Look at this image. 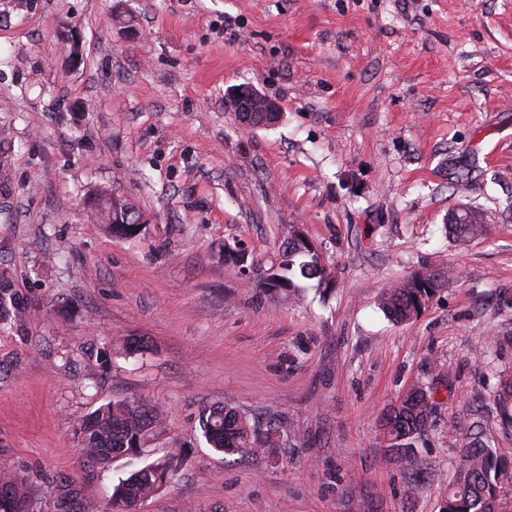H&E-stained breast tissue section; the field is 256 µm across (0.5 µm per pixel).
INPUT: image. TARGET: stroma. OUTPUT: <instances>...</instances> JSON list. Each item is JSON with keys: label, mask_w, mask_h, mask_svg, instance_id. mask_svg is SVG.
<instances>
[{"label": "stroma", "mask_w": 512, "mask_h": 512, "mask_svg": "<svg viewBox=\"0 0 512 512\" xmlns=\"http://www.w3.org/2000/svg\"><path fill=\"white\" fill-rule=\"evenodd\" d=\"M243 84L275 126L225 110ZM103 187L149 216L136 239L98 224ZM462 204L488 226L465 245ZM296 229L330 287L256 288ZM0 271L30 309L0 326V461L31 512L57 475L108 501L127 462L89 467L74 427L123 398L167 413L143 461L187 458L136 512H442L464 439L512 460V0H0ZM419 272L448 279L391 322L378 295ZM414 384L408 461L383 417ZM224 403L286 431L215 453ZM467 212H458V218L455 216V209L448 215L449 233L457 241H468L486 232L487 225L483 224V214L474 208L468 207ZM495 403L502 425L512 427V378L501 383L495 395Z\"/></svg>", "instance_id": "obj_1"}]
</instances>
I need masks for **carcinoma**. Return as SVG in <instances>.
<instances>
[{
	"label": "carcinoma",
	"instance_id": "obj_1",
	"mask_svg": "<svg viewBox=\"0 0 512 512\" xmlns=\"http://www.w3.org/2000/svg\"><path fill=\"white\" fill-rule=\"evenodd\" d=\"M91 205L101 206L97 212L100 223L112 236L132 239L136 232L132 222L140 216L133 210L129 224L112 223V208L103 205L101 194L91 198ZM483 214L474 208L466 212H450L449 233L458 241H468L486 232ZM293 267L291 260L279 265V270L260 279L258 285L267 291H292V281L286 275ZM448 279L443 273H418L384 289L378 303L397 323L418 318L428 306L437 288ZM20 297L11 288L6 273L0 274V321H21ZM432 392L420 386L410 388L391 407L384 419L390 447L408 455L424 431L432 412ZM502 425L512 427V378L501 383L495 395ZM165 428L163 411L142 400L109 401L88 416L80 418L74 433L93 467L107 469L119 458L138 459L148 438ZM200 428L206 443L217 453L253 455L264 444L280 437L275 424L265 432L257 430L247 416L226 403L205 408L200 415ZM180 459L170 456L157 463L134 469L112 486V495L105 512H135L137 505L170 483L181 468ZM509 466L492 448L479 440H471L462 448L459 465L448 484V497L443 512H498L500 479L507 476ZM56 504H66L65 512H94L93 506L81 499L76 480L60 477L55 480ZM0 512H30V500L22 479L10 467L0 468Z\"/></svg>",
	"mask_w": 512,
	"mask_h": 512
}]
</instances>
